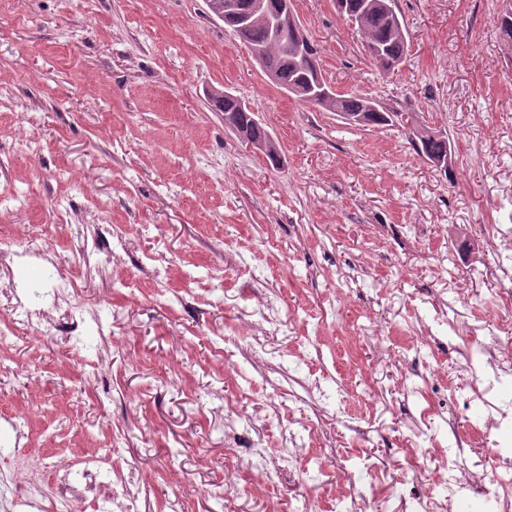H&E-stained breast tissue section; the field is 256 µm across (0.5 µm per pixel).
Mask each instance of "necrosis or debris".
<instances>
[{
	"instance_id": "4bbe7bcc",
	"label": "necrosis or debris",
	"mask_w": 512,
	"mask_h": 512,
	"mask_svg": "<svg viewBox=\"0 0 512 512\" xmlns=\"http://www.w3.org/2000/svg\"><path fill=\"white\" fill-rule=\"evenodd\" d=\"M126 248V235L115 233L109 224L92 225L90 232L78 233L70 245L76 265L101 271L118 264ZM500 300L504 315L486 327L491 342L480 344L478 358L469 360L467 365L476 385L465 393L464 402L480 405L483 415L472 424L468 441L458 442L455 448L441 454L445 490L438 493L427 489L416 500L417 512H451L454 500L479 492L485 496L487 512H512V444L504 440L512 433V402L505 401L501 394L502 384L512 379V360L501 359L498 342L499 337L512 335V290L502 289ZM430 304L434 316L416 315L413 331L405 336L407 347L419 353L433 348L438 336L445 333V302L434 297ZM0 322L39 338L56 336L66 329L79 333L90 326L100 338L96 347L98 360H105L110 350L111 337L100 314L76 302L64 280L36 293L28 288H12L0 305ZM287 326L274 304L256 310L247 325L249 336L243 356H250L252 349L266 338L283 333ZM313 430L312 421L302 422L300 429L289 430L283 436L274 453L262 441L250 442L249 454L261 479H271L274 473L292 464L298 448L305 445V434ZM469 445L492 448L489 468L470 464L465 451ZM53 485L49 491L43 482L23 478L17 470L0 469V512H78L85 502L109 504L112 512H142L134 477L114 474L106 455L56 465Z\"/></svg>"
}]
</instances>
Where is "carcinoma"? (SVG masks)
I'll use <instances>...</instances> for the list:
<instances>
[{"label": "carcinoma", "instance_id": "obj_1", "mask_svg": "<svg viewBox=\"0 0 512 512\" xmlns=\"http://www.w3.org/2000/svg\"><path fill=\"white\" fill-rule=\"evenodd\" d=\"M238 14L247 17L248 23L236 31L238 38L249 48L261 50L264 69L274 74L275 85L288 89L293 84L302 88L297 98L308 104L306 98L315 80L317 50L312 42L301 48L293 37L282 38L271 32L266 16L251 12L253 0H234ZM346 9L341 15L355 22L361 33L364 48L377 68L390 73L402 63L406 49L408 31L401 16L385 7V0H343ZM499 41L504 54L512 55V8L502 10L497 18ZM219 112L237 115L242 137L257 143L270 138L266 129L255 122L252 112L235 97L213 99ZM316 106L335 112L346 121L360 118L362 127L384 126L394 123L395 112L379 101L355 94H342ZM409 139L416 152L430 164L437 165L448 160L452 145L447 134L423 123H417L409 132Z\"/></svg>", "mask_w": 512, "mask_h": 512}]
</instances>
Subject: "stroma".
Instances as JSON below:
<instances>
[{
	"label": "stroma",
	"mask_w": 512,
	"mask_h": 512,
	"mask_svg": "<svg viewBox=\"0 0 512 512\" xmlns=\"http://www.w3.org/2000/svg\"><path fill=\"white\" fill-rule=\"evenodd\" d=\"M500 8L396 0L409 41L403 63L384 74L336 0H294L338 91L447 131V176L415 152L406 127L353 126L275 86L206 0H0V188L24 201L0 214V237L41 241L59 263L1 270L0 291L13 280L46 288L65 274L116 342L94 369L68 336H11L0 422H26L15 468L46 480L50 463L105 448L117 470L136 474L148 512H226L217 496L226 488L236 512L270 503L336 512L331 485L342 468L374 512H406L438 478L429 442L465 439L481 411L408 372L414 352L388 333L408 330L426 299L441 296L475 330L424 358L469 387L465 352L483 342L477 327L499 313L500 290L512 289L483 265L480 235L481 225L512 224V63L499 50ZM216 89L255 110L278 161L225 127L209 98ZM75 224L126 229L124 264L75 266ZM160 236L172 258L164 289L148 261ZM445 250L457 253L453 275L417 279ZM232 269L261 273L259 295L293 321L256 351L276 385L241 356L252 309L226 281ZM349 278L356 287L346 288ZM323 310L328 323L313 333L306 322ZM90 370L98 376L87 384ZM314 378L324 397L306 394ZM264 402L279 411L261 432L267 446L305 417L316 433L258 493L224 416ZM396 466L409 481H392ZM186 486L200 496L184 498Z\"/></svg>",
	"instance_id": "obj_1"
}]
</instances>
